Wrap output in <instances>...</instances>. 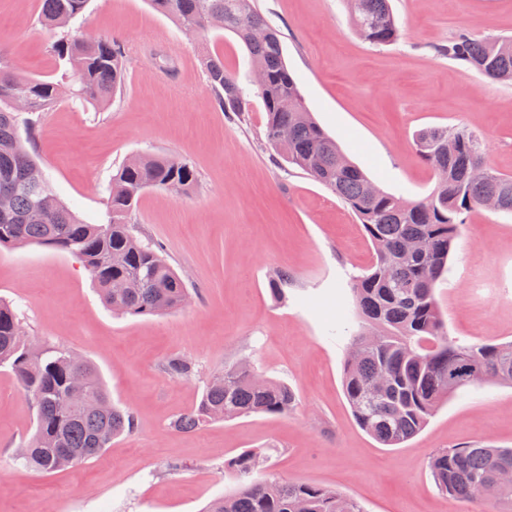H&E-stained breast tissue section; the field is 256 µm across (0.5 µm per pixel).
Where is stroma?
<instances>
[{"mask_svg":"<svg viewBox=\"0 0 512 512\" xmlns=\"http://www.w3.org/2000/svg\"><path fill=\"white\" fill-rule=\"evenodd\" d=\"M257 6L279 30L316 121L384 191L407 200L431 193L436 178L414 141L435 125L474 130L488 164L512 176V84L434 52L462 32L512 36V0H391L401 36L378 47L355 32L342 0ZM79 24L117 39L124 87L96 111L63 100L33 114L31 152L60 199L92 223L105 220V188L131 157L191 163L193 190L146 191L130 218L133 235L162 248L189 301L163 315L118 316L77 258L40 245L0 247V297L14 302L26 336L93 362L137 423L97 458L31 471L16 454L35 430V411L0 368V512H203L236 488L226 461L257 448L267 454L263 477L336 489L364 512H512L500 501L450 499L428 467L442 449L512 448V387L459 391L398 448L355 422L342 389L358 329L350 280L374 263L375 249L335 194L269 145L259 98L237 116L215 106L202 58L217 51L243 71L244 45L221 30L196 43L148 0H89ZM53 40L41 0H0V68L52 77L60 68ZM279 270L289 274L280 299L269 287ZM436 297L450 339L512 341L511 214L471 213ZM176 355L196 363L195 378L165 372ZM241 360L291 386L298 408L172 428L213 375ZM174 462L180 471H169Z\"/></svg>","mask_w":512,"mask_h":512,"instance_id":"1","label":"stroma"}]
</instances>
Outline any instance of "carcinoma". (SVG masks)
<instances>
[{"instance_id":"1","label":"carcinoma","mask_w":512,"mask_h":512,"mask_svg":"<svg viewBox=\"0 0 512 512\" xmlns=\"http://www.w3.org/2000/svg\"><path fill=\"white\" fill-rule=\"evenodd\" d=\"M87 0H42L44 24L59 31L52 52L68 68L60 78H30L0 71V247L47 246L79 259L97 283L103 302L130 317L158 315L182 307L187 288L161 250L132 234L128 219L139 196L149 188L175 184L189 190L195 175L190 164L169 156L144 155L112 175L106 199V223L87 224L57 196L49 178L29 183L37 161L25 145L33 141L30 116L48 111L61 89L83 109H98L121 91L124 51L110 38L88 37L75 26ZM159 13L188 32L204 35L217 26L234 34L249 54V69L266 76L256 90L266 112L269 144L286 162L324 185L345 203L376 248V260L355 277L352 292L361 319L343 371V389L357 424L380 444L396 447L414 437L448 397L460 389L494 378L512 385V342L460 343L448 338L435 288L448 270L464 215L496 196L500 211L512 213V176L490 169V178L471 181L474 167L489 169L481 137L467 127L430 126L416 134L421 159L438 176L432 192L407 201L385 192L353 164L336 141L312 117L298 83L284 59L279 34L256 8L254 0H150ZM356 32L373 46L388 45L400 33L389 0H346ZM263 29L262 40L253 37ZM439 55L464 62L493 82L512 83V37L476 38L460 33ZM214 102L226 112L249 105L236 72L224 68V56L203 61ZM24 98L26 111L14 108ZM454 143L448 152V143ZM424 240L425 253L412 257L407 243ZM128 288L119 293L116 281ZM475 357L480 371L466 362ZM7 368L32 400L37 425L24 442V467L51 473L96 457L112 439L136 428L131 412L112 403L96 366L56 345L35 346L24 338L18 314L0 298V368ZM172 377L190 379L196 364L173 356L165 364ZM84 379L90 406L68 404L74 375ZM247 363L224 369V381H209L196 407L173 421L188 432L208 423L248 414L286 415L299 404L287 384L252 380ZM389 378L385 394L368 400L381 375ZM265 462L260 449L244 451L227 462L237 477L229 495L212 501L205 512H364L340 492L306 483L253 478ZM512 468V448L480 445L439 450L429 460L436 487L448 497L470 502L494 499L512 503V485L494 477Z\"/></svg>"}]
</instances>
